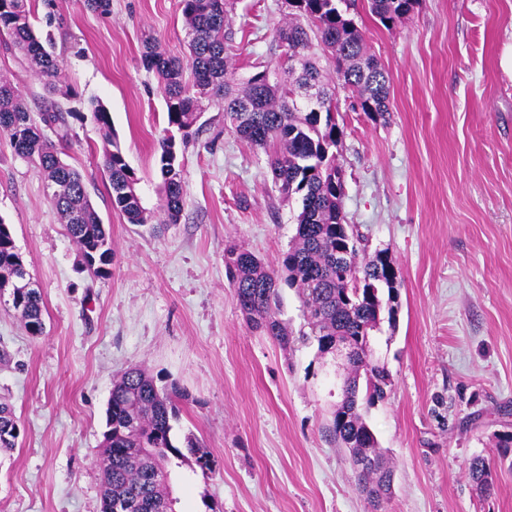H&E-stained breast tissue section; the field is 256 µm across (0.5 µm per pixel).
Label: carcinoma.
<instances>
[{
  "label": "carcinoma",
  "instance_id": "cac0c4a2",
  "mask_svg": "<svg viewBox=\"0 0 512 512\" xmlns=\"http://www.w3.org/2000/svg\"><path fill=\"white\" fill-rule=\"evenodd\" d=\"M419 0H367L370 13L390 29L412 13ZM233 0H180L186 21V61L167 57L154 42L145 44L143 65L160 81L169 128L185 131L198 120L204 99L217 101L224 120L238 139L265 151L273 182L284 198L297 195L294 243L283 256L281 270L265 268L250 250L231 247L224 253L239 307L253 326L279 345L288 347L292 332L276 316L280 284L298 290L308 313L309 331L302 340H314L325 355L336 344L347 345L351 373L344 379L345 396L331 413L325 432L345 450L350 462L357 451L369 448L372 462L356 473L357 487L390 498L393 470L376 453L378 440L364 419L361 404L371 406L387 397L386 368L372 359V332L382 322L396 323L398 273L391 260L361 256L353 225L343 213V189L336 184L335 91L324 82L308 50L318 46L336 61L341 85L356 94L360 110L374 120L390 116V79L369 52L365 37L338 7V0H297L288 5V19L278 29L283 47L301 46L302 75L293 80L266 82L252 76L239 87L235 67L224 56L228 38L225 20ZM28 0H0V36L7 37L38 75L44 86L57 90L62 63L55 53L51 31L36 32ZM314 88L311 95L302 89ZM90 119L102 133L104 175L112 207L130 224L179 222L184 188L178 169V144L168 137L158 141L162 198L159 211L144 205L140 179L126 162L112 133L106 108L95 105L90 116L63 109L53 102L32 113L15 84L0 76V136L14 153L35 164L51 189V201L61 223L76 244L81 264L95 275L108 273L112 264V237L94 207L81 174L65 163L63 146L70 142V119ZM56 140H51L47 132ZM24 265L11 227L0 220V293L10 291L12 306L27 333L44 332L43 300L35 288H26L19 272ZM173 392L157 385L142 366L125 370L112 382L98 466L102 472V504L117 512H175L170 496L172 463L194 458L207 471L208 451L185 437L175 445L179 409ZM20 426L12 406L0 401V453L17 446ZM470 479L489 489L490 466L473 461Z\"/></svg>",
  "mask_w": 512,
  "mask_h": 512
}]
</instances>
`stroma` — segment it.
<instances>
[{
  "mask_svg": "<svg viewBox=\"0 0 512 512\" xmlns=\"http://www.w3.org/2000/svg\"><path fill=\"white\" fill-rule=\"evenodd\" d=\"M55 49L69 98L49 93L0 38V74L31 108L102 103L140 179L160 199L156 151L167 110L141 56L154 40L187 57L180 0H112L110 13L55 0ZM284 0H234L225 53L237 79L278 72ZM391 85L388 120L351 109L339 91L336 162L343 209L367 254L387 251L399 274L395 325L371 341L387 368V399L367 409L394 471L386 512H512V0H419L393 29L351 11ZM66 160L84 177L112 234V266L95 276L52 206L43 175L0 137V220L41 292L45 330L26 332L0 296V399L19 420L0 456V512H101L97 457L112 381L146 367L176 387L177 439L193 435L212 461L177 469L176 512H370L345 451L324 424L340 379L333 355L299 340L306 311L281 287L278 318L297 338L281 347L239 308L224 251L241 246L272 270L293 243L299 200L274 188L262 149L240 141L207 102L179 150V223L130 224L114 210L102 138L72 121ZM489 461L492 484L468 475Z\"/></svg>",
  "mask_w": 512,
  "mask_h": 512,
  "instance_id": "35a3bbf8",
  "label": "stroma"
}]
</instances>
